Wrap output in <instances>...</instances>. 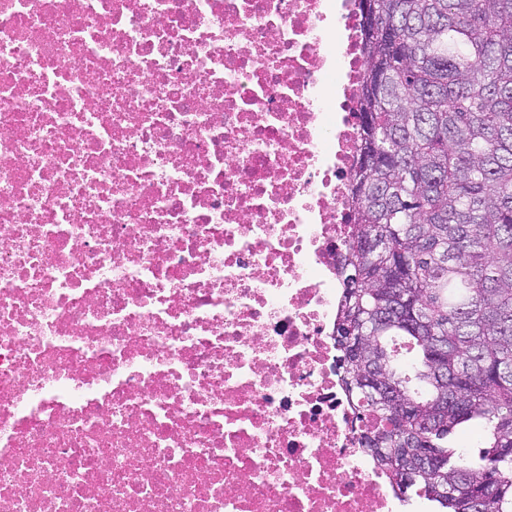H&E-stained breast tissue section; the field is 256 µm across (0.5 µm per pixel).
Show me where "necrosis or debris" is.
Wrapping results in <instances>:
<instances>
[{"instance_id":"obj_1","label":"necrosis or debris","mask_w":512,"mask_h":512,"mask_svg":"<svg viewBox=\"0 0 512 512\" xmlns=\"http://www.w3.org/2000/svg\"><path fill=\"white\" fill-rule=\"evenodd\" d=\"M357 0H0V512H392L337 365Z\"/></svg>"}]
</instances>
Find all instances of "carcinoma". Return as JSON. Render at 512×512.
<instances>
[{"label": "carcinoma", "instance_id": "carcinoma-1", "mask_svg": "<svg viewBox=\"0 0 512 512\" xmlns=\"http://www.w3.org/2000/svg\"><path fill=\"white\" fill-rule=\"evenodd\" d=\"M359 0L336 350L394 492L512 512V0ZM478 422L470 452L451 444Z\"/></svg>", "mask_w": 512, "mask_h": 512}]
</instances>
